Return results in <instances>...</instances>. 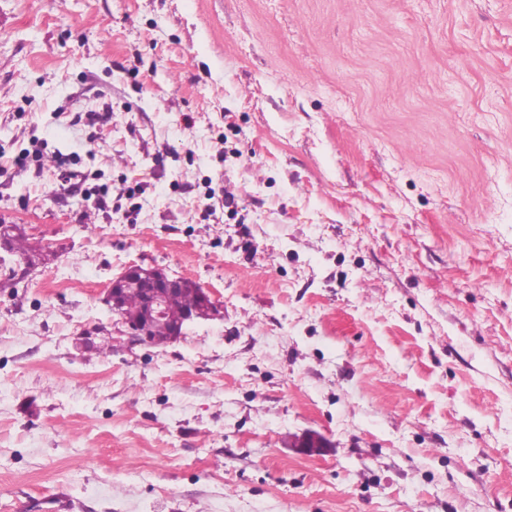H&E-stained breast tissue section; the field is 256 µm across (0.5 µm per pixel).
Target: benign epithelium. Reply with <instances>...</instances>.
<instances>
[{
	"instance_id": "1",
	"label": "benign epithelium",
	"mask_w": 512,
	"mask_h": 512,
	"mask_svg": "<svg viewBox=\"0 0 512 512\" xmlns=\"http://www.w3.org/2000/svg\"><path fill=\"white\" fill-rule=\"evenodd\" d=\"M183 285V279L173 278L157 268L131 266L112 280L105 303L116 323L125 326L130 337L138 342L154 344L152 329L158 321L172 323L173 337L184 334L186 327L197 320H210L220 314L221 305L209 292H204L202 307L185 310L173 316L167 309L166 297L169 293ZM140 292L143 304L140 315L131 320L126 315L122 297L128 291Z\"/></svg>"
}]
</instances>
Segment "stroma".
<instances>
[{
	"mask_svg": "<svg viewBox=\"0 0 512 512\" xmlns=\"http://www.w3.org/2000/svg\"><path fill=\"white\" fill-rule=\"evenodd\" d=\"M0 155V512H512V0H0ZM183 281V278L169 277L157 268L144 269L142 266H131L112 280L104 300L113 317H116V324L125 326L134 341L158 344L153 336L160 341L170 336L169 324L158 321L172 323L174 339L183 336L189 324L197 320H210L220 314V303L207 291H203L201 308L186 310L201 304L202 288L193 282H189L185 288L170 295L166 305L167 295L181 287ZM132 290L139 291L141 295ZM127 291L132 292H128L123 297ZM125 311L134 320L131 321ZM169 311L173 314L181 313L172 317ZM156 322L158 323L154 326Z\"/></svg>",
	"mask_w": 512,
	"mask_h": 512,
	"instance_id": "obj_1",
	"label": "stroma"
}]
</instances>
